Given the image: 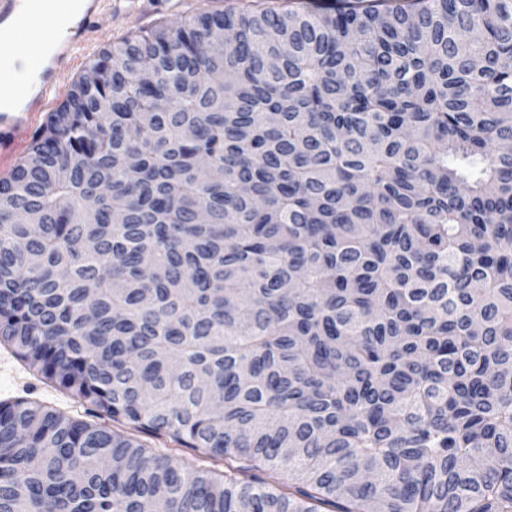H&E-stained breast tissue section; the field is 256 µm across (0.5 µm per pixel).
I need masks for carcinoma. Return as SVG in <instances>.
I'll use <instances>...</instances> for the list:
<instances>
[{"instance_id":"carcinoma-1","label":"carcinoma","mask_w":512,"mask_h":512,"mask_svg":"<svg viewBox=\"0 0 512 512\" xmlns=\"http://www.w3.org/2000/svg\"><path fill=\"white\" fill-rule=\"evenodd\" d=\"M511 143L512 0L101 50L0 179V344L131 432L0 401V512H512Z\"/></svg>"}]
</instances>
